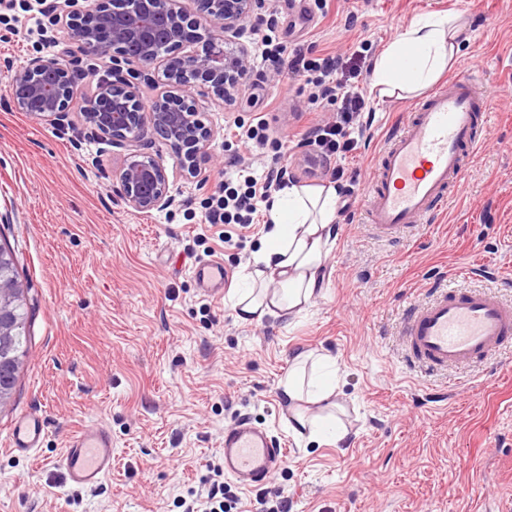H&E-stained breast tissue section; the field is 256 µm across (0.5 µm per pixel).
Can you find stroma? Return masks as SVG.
I'll use <instances>...</instances> for the list:
<instances>
[{
	"mask_svg": "<svg viewBox=\"0 0 512 512\" xmlns=\"http://www.w3.org/2000/svg\"><path fill=\"white\" fill-rule=\"evenodd\" d=\"M461 13L467 38L449 77L479 76L491 90L484 145L466 177L427 223L393 237L364 220L374 159L408 122L418 96L370 100L357 150L320 153L306 131L341 103L317 98L307 77L275 70L258 55L257 26L272 27L285 52L330 53L373 62L420 14ZM15 28L0 41V236L14 249L35 311L28 356L11 406L0 412V512H182L208 479L224 428L249 417L286 450L269 489L285 488L292 512H512V350L461 373L429 376L401 345L409 309L440 288H483L512 301V0H266L238 42L251 55L232 101L200 97L215 131L191 177L153 134L172 205L142 214L115 194L125 149L86 132L80 104L58 128L15 111L14 69L58 57L77 72L112 73V56L59 35L34 0H0ZM264 121L272 142L257 169L279 162L289 182L337 183L338 237L321 293L300 319L237 320L231 297L266 231L205 224V206L238 150L239 125ZM343 168L333 180L335 168ZM232 243H225V236ZM223 262L232 282L203 296L194 262ZM334 357L350 429L344 446L289 432L278 383L299 351ZM39 413L46 434L35 453L9 446L19 417ZM91 421L112 431V472L92 490L65 484L55 463Z\"/></svg>",
	"mask_w": 512,
	"mask_h": 512,
	"instance_id": "35a3bbf8",
	"label": "stroma"
}]
</instances>
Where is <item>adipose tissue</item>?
<instances>
[{"label": "adipose tissue", "mask_w": 512, "mask_h": 512, "mask_svg": "<svg viewBox=\"0 0 512 512\" xmlns=\"http://www.w3.org/2000/svg\"><path fill=\"white\" fill-rule=\"evenodd\" d=\"M464 25L444 11L414 17L374 61L369 91L377 100L397 93L417 95L435 84L457 58ZM335 185L282 188L269 212L263 246L243 273L234 295L238 320L293 321L316 296L323 264L337 238ZM278 389L288 403L287 424L309 439L343 446L349 429L339 418L334 358L298 352Z\"/></svg>", "instance_id": "obj_1"}]
</instances>
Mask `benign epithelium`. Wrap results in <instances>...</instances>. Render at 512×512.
I'll return each instance as SVG.
<instances>
[{"label": "benign epithelium", "instance_id": "7a95c632", "mask_svg": "<svg viewBox=\"0 0 512 512\" xmlns=\"http://www.w3.org/2000/svg\"><path fill=\"white\" fill-rule=\"evenodd\" d=\"M78 0H56L49 13L50 27L68 32L89 51L112 43V78L104 79L90 99L83 120L90 134L112 140L127 150L115 173L116 189L124 203L141 213L162 211L171 203L169 179L159 158L139 149L151 131L173 151L181 168L197 173L196 161L214 138V130L201 118L197 96L227 101L235 96L250 68L246 47L229 49L231 38L263 0H196L200 17L191 16L180 0H136L137 13L114 9L112 15L76 7ZM202 43V49L174 56L164 64L161 100L146 112H137L140 97L135 80L142 73L123 74L122 65L155 63L156 46L167 50ZM70 83L75 95L78 78L68 66L53 57L37 56L12 77L11 103L15 110L37 120L63 126L69 103L50 93L59 81Z\"/></svg>", "mask_w": 512, "mask_h": 512}]
</instances>
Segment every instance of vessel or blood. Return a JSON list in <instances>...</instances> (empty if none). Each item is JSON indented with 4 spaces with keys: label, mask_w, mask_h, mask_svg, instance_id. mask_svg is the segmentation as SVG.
Segmentation results:
<instances>
[{
    "label": "vessel or blood",
    "mask_w": 512,
    "mask_h": 512,
    "mask_svg": "<svg viewBox=\"0 0 512 512\" xmlns=\"http://www.w3.org/2000/svg\"><path fill=\"white\" fill-rule=\"evenodd\" d=\"M490 94L474 75H460L413 110L376 163V180L365 221L390 236L423 223L433 205L469 168L466 150H478V118L489 115ZM192 274L203 294L223 292L229 283L223 263L198 261ZM412 362L431 369L473 364L512 343V303L477 290H444L409 314L402 332ZM45 433L41 415L28 413L13 426L9 445L28 453ZM222 459L227 476L245 488L264 486L283 465V448L270 433L238 418L224 429ZM58 465L67 483L96 487L112 470V432L101 422L86 424L67 443Z\"/></svg>",
    "instance_id": "vessel-or-blood-1"
}]
</instances>
